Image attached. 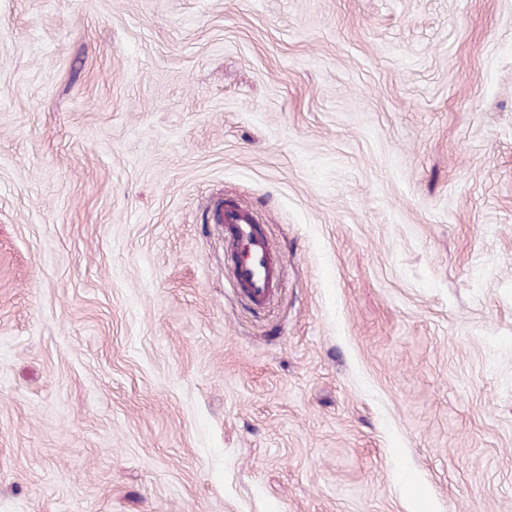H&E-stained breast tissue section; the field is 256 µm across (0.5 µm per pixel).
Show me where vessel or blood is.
<instances>
[{"label": "vessel or blood", "mask_w": 512, "mask_h": 512, "mask_svg": "<svg viewBox=\"0 0 512 512\" xmlns=\"http://www.w3.org/2000/svg\"><path fill=\"white\" fill-rule=\"evenodd\" d=\"M210 219L224 228L238 290L254 305H265L277 286L280 267L254 216L239 205L220 200Z\"/></svg>", "instance_id": "vessel-or-blood-1"}]
</instances>
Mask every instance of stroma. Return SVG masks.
I'll list each match as a JSON object with an SVG mask.
<instances>
[{
	"label": "stroma",
	"mask_w": 512,
	"mask_h": 512,
	"mask_svg": "<svg viewBox=\"0 0 512 512\" xmlns=\"http://www.w3.org/2000/svg\"><path fill=\"white\" fill-rule=\"evenodd\" d=\"M0 512H512V0H0ZM210 220L224 227L236 287L254 305H265L277 286L280 267L254 216L223 199L214 204Z\"/></svg>",
	"instance_id": "1"
}]
</instances>
